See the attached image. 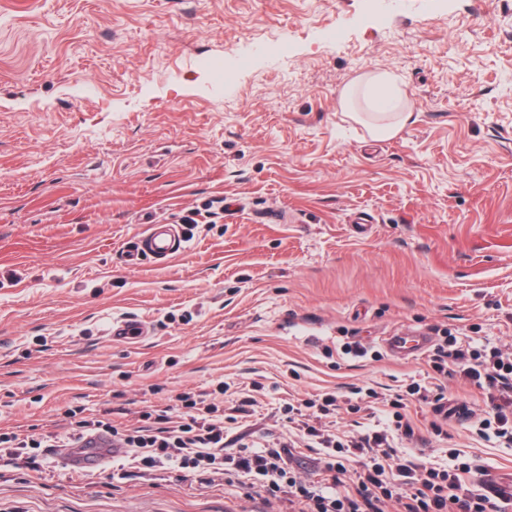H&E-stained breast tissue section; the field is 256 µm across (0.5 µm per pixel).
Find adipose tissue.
<instances>
[{"mask_svg": "<svg viewBox=\"0 0 512 512\" xmlns=\"http://www.w3.org/2000/svg\"><path fill=\"white\" fill-rule=\"evenodd\" d=\"M358 104L366 109L368 126L376 139L396 135L413 117L409 99L384 75H371L343 91L344 109L353 110Z\"/></svg>", "mask_w": 512, "mask_h": 512, "instance_id": "obj_1", "label": "adipose tissue"}]
</instances>
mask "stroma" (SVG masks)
<instances>
[{
	"instance_id": "1",
	"label": "stroma",
	"mask_w": 512,
	"mask_h": 512,
	"mask_svg": "<svg viewBox=\"0 0 512 512\" xmlns=\"http://www.w3.org/2000/svg\"><path fill=\"white\" fill-rule=\"evenodd\" d=\"M379 2L0 0L1 432H57L106 402L130 424L194 392L255 396L244 425L285 438L287 403L430 382L427 356L382 337L512 354V0ZM277 35L287 55L256 49ZM207 54L223 84L196 68ZM383 71L414 118L377 140L339 97ZM189 217L180 256L127 264L147 225ZM125 316L150 337L113 344ZM441 385L465 416L398 455L454 450L512 484V446L474 430L481 389ZM279 510L220 474L112 482L53 455L0 471V512ZM385 350L393 357L409 359L424 354L431 344L429 336L415 333L414 335H394L382 339Z\"/></svg>"
}]
</instances>
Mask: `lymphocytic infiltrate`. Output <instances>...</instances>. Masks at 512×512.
<instances>
[{"instance_id": "lymphocytic-infiltrate-1", "label": "lymphocytic infiltrate", "mask_w": 512, "mask_h": 512, "mask_svg": "<svg viewBox=\"0 0 512 512\" xmlns=\"http://www.w3.org/2000/svg\"><path fill=\"white\" fill-rule=\"evenodd\" d=\"M429 365L436 376L455 374L479 387L489 409L479 423L480 434L490 433L512 444V355L488 346L464 350L452 337L434 348ZM375 396L373 389L356 387L342 397L327 393L286 407L287 422L294 424L307 447L322 452L315 480L296 477L284 442L270 440L256 449L244 443L238 452H230L224 423L244 414L253 398L236 402L223 416L218 405L191 392L177 394L172 404L162 408L142 407L136 422L124 427L77 406L68 410L63 433L40 439L0 433V460L38 473L43 469L39 449L58 444L72 448L86 435L106 433L116 447L131 449L139 470H174L186 477L219 470L227 482L286 501L288 512H384L390 501L396 503L397 512H501V504L512 503V486L486 478L477 465L460 460L458 454H451L446 466L398 456L396 442L412 439L417 430L407 413L409 404L431 407L435 417L428 426L443 434L441 387L411 383L406 393L387 402L378 424L348 439H338L324 428L323 418L342 408L359 413Z\"/></svg>"}]
</instances>
